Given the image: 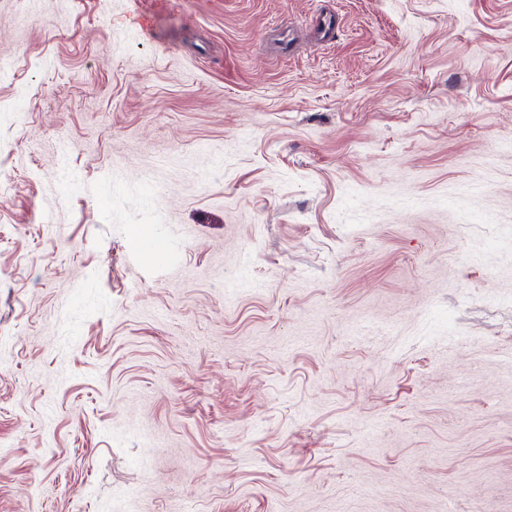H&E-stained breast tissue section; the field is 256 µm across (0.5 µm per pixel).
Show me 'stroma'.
<instances>
[{"label":"stroma","instance_id":"1","mask_svg":"<svg viewBox=\"0 0 512 512\" xmlns=\"http://www.w3.org/2000/svg\"><path fill=\"white\" fill-rule=\"evenodd\" d=\"M0 512H512V0H0Z\"/></svg>","mask_w":512,"mask_h":512}]
</instances>
